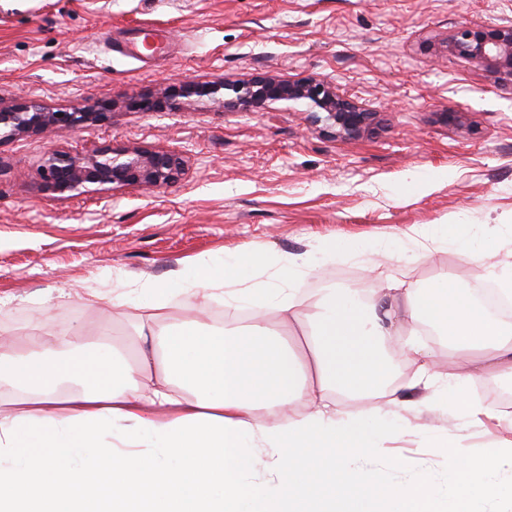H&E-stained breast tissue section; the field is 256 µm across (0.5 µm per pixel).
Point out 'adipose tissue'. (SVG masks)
<instances>
[{
  "label": "adipose tissue",
  "mask_w": 512,
  "mask_h": 512,
  "mask_svg": "<svg viewBox=\"0 0 512 512\" xmlns=\"http://www.w3.org/2000/svg\"><path fill=\"white\" fill-rule=\"evenodd\" d=\"M313 267L307 253H242L214 268L185 262L162 283L115 271L111 293L86 299L139 309L133 367L115 368L113 352L87 351L42 321L0 347V384L14 395L0 410V512H130L139 497L147 512H488L493 502L512 512L511 446L449 453L442 485L390 482L361 464L395 431L385 406L337 408L384 392L390 303L411 330L431 325L467 354L440 374L431 348L412 341L402 352L418 366L414 384L444 382L462 408L512 426V413L468 394L489 375L512 381V320L446 275L424 289L392 278L363 298L331 288L306 317L302 355L271 340L265 316L272 309L283 325L299 323L296 288L239 283L261 269L297 280ZM227 283L226 308H254L244 332L221 340L200 321L170 323L172 300L202 311ZM262 407L274 421L257 418ZM257 448L268 477L248 481Z\"/></svg>",
  "instance_id": "1"
}]
</instances>
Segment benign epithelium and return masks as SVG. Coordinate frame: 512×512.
Returning <instances> with one entry per match:
<instances>
[{"mask_svg": "<svg viewBox=\"0 0 512 512\" xmlns=\"http://www.w3.org/2000/svg\"><path fill=\"white\" fill-rule=\"evenodd\" d=\"M448 57L485 68L498 82L512 85V23L461 24L443 44ZM232 96L224 98V92ZM195 96L223 102L228 108L269 109L279 102L303 103L309 118L330 129L338 139H357L371 132L379 113L340 94L331 83L316 77L280 80L255 74L247 80L222 78L171 85L156 96L131 97L127 106L138 112H163L178 98ZM114 101L107 93L83 107L58 116L41 103L29 100L0 104V143L20 135L47 134L56 128L75 132L110 123ZM185 171V160L170 150L99 148L87 155H73L50 147L40 166L42 189L51 194H106L118 188H166Z\"/></svg>", "mask_w": 512, "mask_h": 512, "instance_id": "7a95c632", "label": "benign epithelium"}]
</instances>
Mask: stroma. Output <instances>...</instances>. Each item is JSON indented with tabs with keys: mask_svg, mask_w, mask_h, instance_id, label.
<instances>
[{
	"mask_svg": "<svg viewBox=\"0 0 512 512\" xmlns=\"http://www.w3.org/2000/svg\"><path fill=\"white\" fill-rule=\"evenodd\" d=\"M512 22V0H0V102L27 98L51 110L103 93L109 124L0 144V340L28 332L43 313L51 332L115 349L114 365L138 360L129 306L87 302L110 291L113 270L164 282L198 256L215 263L250 249L305 253L347 239L358 251L332 256L305 276L314 303L328 288L363 292L395 277L426 287L450 275L461 288L512 265V87L433 46L464 23ZM161 49L128 56L141 31ZM314 76L379 112L364 137L340 140L304 105L242 110L180 99L138 112L133 95L193 81ZM462 112L467 128L443 124ZM73 154L168 149L186 170L170 187L121 188L67 197L40 188L48 146ZM466 223L491 234L484 259L456 240L407 251L427 224ZM419 411L374 465L394 482L404 455L442 478L448 446L512 441L507 424L469 418L438 386L408 391Z\"/></svg>",
	"mask_w": 512,
	"mask_h": 512,
	"instance_id": "35a3bbf8",
	"label": "stroma"
}]
</instances>
